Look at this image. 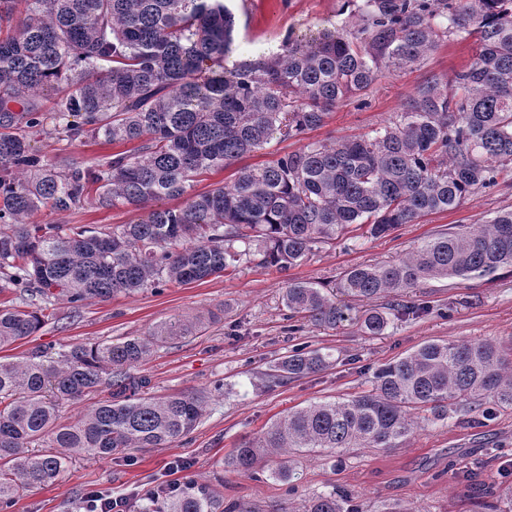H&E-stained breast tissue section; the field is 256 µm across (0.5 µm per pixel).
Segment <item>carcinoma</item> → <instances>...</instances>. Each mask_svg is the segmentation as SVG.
<instances>
[{
  "label": "carcinoma",
  "mask_w": 512,
  "mask_h": 512,
  "mask_svg": "<svg viewBox=\"0 0 512 512\" xmlns=\"http://www.w3.org/2000/svg\"><path fill=\"white\" fill-rule=\"evenodd\" d=\"M350 29L285 40L282 52L224 66L235 20L224 0H0V291L26 288L49 303L79 307L170 284L220 277L240 264L280 273L364 228L390 234L457 207L512 173V0H347ZM473 38V62L449 82L431 76L406 109L354 139L310 142L262 167H242L228 185L188 194L196 178L319 128L327 112L366 93L383 68L419 65L443 40ZM56 96L44 112L38 98ZM16 102L15 111L9 103ZM41 134L126 143L132 154L104 165L60 168L32 142ZM187 196L138 224L65 228L29 224L41 208L69 211ZM512 267V210L476 228L442 232L408 257L357 264L338 288L371 303L362 333L380 336L391 317L425 307L392 301L433 278L464 280ZM289 318L336 329L347 320L333 294L288 280ZM39 310L0 308V349L33 335ZM179 319L122 342L35 350L0 360V503L55 483L76 453L163 448L188 435L209 394L144 395L133 370L153 351L201 329ZM329 355L298 347L281 357L273 386L318 373ZM109 399L72 423L59 404L100 390ZM512 407V358L488 341H428L379 366L371 389L346 401L314 402L273 421L225 461L253 473L272 453L269 477H297L292 455L316 448H394L414 429V412L434 421ZM50 452L34 451L36 447ZM152 512H239L189 480L150 496ZM304 512H358L346 495L319 494Z\"/></svg>",
  "instance_id": "obj_1"
}]
</instances>
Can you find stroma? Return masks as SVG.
<instances>
[{"label": "stroma", "instance_id": "1", "mask_svg": "<svg viewBox=\"0 0 512 512\" xmlns=\"http://www.w3.org/2000/svg\"><path fill=\"white\" fill-rule=\"evenodd\" d=\"M235 16L233 59L279 52L287 38H307L324 28L348 29L345 0H224ZM476 54L474 40L442 42L420 65L382 70L363 102L333 108L321 127L285 141L272 140L234 165L198 177L194 192L231 182L240 167H257L298 150L304 144L333 142L364 135L402 112L417 86L428 76H453ZM39 153L58 166H96L119 153L136 152L139 142L107 144L90 139L40 138ZM152 204L93 205L57 212L41 209L32 224L103 226L135 224L147 218ZM512 209V179L467 195L454 209L405 224L374 238L364 231L337 239L281 274L240 265L231 276L187 286H171L107 300L90 299L73 308L60 299L46 304L19 290L0 292V301L23 310H40L41 328L0 350V359L23 360L36 349L59 351L94 341L117 343L144 335L170 318L209 319L206 329L154 350L139 374L151 381L155 395L188 394L222 384L195 429L165 448L113 453L107 458L76 457L49 486L20 491L9 512H76L74 504L88 490H107L122 499L124 512H145L146 490L193 479L236 501L250 512H302L316 494L335 489L349 494L358 512H498L484 491L492 482L512 483V407L489 418L449 414L443 421L420 420L398 447L320 450L298 456L299 475L282 483L268 478L264 467L241 475L224 466L225 458L258 437L275 419L313 402L348 399L369 386L376 368L405 356L429 340L494 341L512 344V272L461 280L430 279L407 295L427 305L417 316L392 319L380 336L363 335L357 317L364 302L336 295L350 306L351 318L329 330L298 320L289 331L282 303L286 279L335 285L351 265L387 263L407 257L440 231L475 227L495 212ZM328 353L325 370L284 386H268L263 373L295 346Z\"/></svg>", "mask_w": 512, "mask_h": 512}]
</instances>
